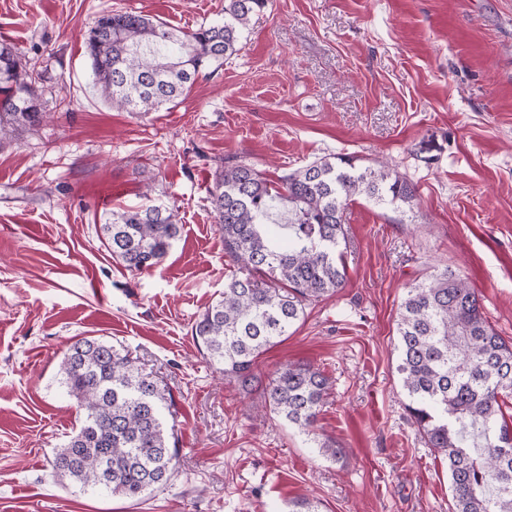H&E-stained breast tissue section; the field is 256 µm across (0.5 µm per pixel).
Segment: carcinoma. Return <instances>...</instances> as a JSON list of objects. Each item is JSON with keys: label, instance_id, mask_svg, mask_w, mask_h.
<instances>
[{"label": "carcinoma", "instance_id": "cac0c4a2", "mask_svg": "<svg viewBox=\"0 0 512 512\" xmlns=\"http://www.w3.org/2000/svg\"><path fill=\"white\" fill-rule=\"evenodd\" d=\"M267 0H225L224 21L184 32L147 15L112 10L85 35L93 87L112 107L156 111L188 95L199 74L239 51L250 16ZM44 77L19 70L15 51L0 47V142L41 123ZM365 196L396 210L412 206L416 186L381 165L352 156L322 157L273 181L253 165L227 161L215 173L210 203L224 251L245 274L192 326L203 355L224 378L246 389L259 356L306 309L344 287V212ZM288 205L286 237L267 228ZM104 242L132 274L157 267L180 232L178 213L162 205L113 210L100 225ZM396 370L410 418L429 447L448 460L453 512H512V426L501 398L512 393V344L494 331L473 288L449 267L409 288L397 320ZM59 382L81 414L79 427L55 450L53 476L81 489L139 500L165 489L179 449L167 428L168 392L116 346L95 337L71 343ZM329 381L308 364L278 368L264 401L281 420L312 427Z\"/></svg>", "mask_w": 512, "mask_h": 512}]
</instances>
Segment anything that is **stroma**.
I'll return each mask as SVG.
<instances>
[{"instance_id":"obj_1","label":"stroma","mask_w":512,"mask_h":512,"mask_svg":"<svg viewBox=\"0 0 512 512\" xmlns=\"http://www.w3.org/2000/svg\"><path fill=\"white\" fill-rule=\"evenodd\" d=\"M110 10L191 31L222 21L224 0H0V44L44 74L47 114L0 147V512H286L298 497L321 512H453L448 462L406 409L396 324L411 285L449 267L512 342V0H268L239 52L145 115L93 93L84 34ZM333 154L397 170L414 206H349L344 288L240 390L191 335L236 269L215 172L234 159L275 180ZM147 200L177 208L181 235L133 275L100 226ZM82 336L125 350L172 396L178 473L141 501L51 473L78 425L58 363ZM288 363L330 382L309 433L263 407L265 377Z\"/></svg>"}]
</instances>
